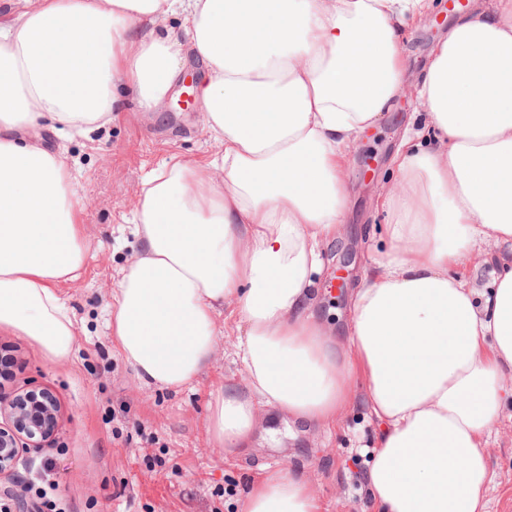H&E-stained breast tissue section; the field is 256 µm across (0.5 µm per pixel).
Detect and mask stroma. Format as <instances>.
Segmentation results:
<instances>
[{
    "label": "stroma",
    "instance_id": "1",
    "mask_svg": "<svg viewBox=\"0 0 512 512\" xmlns=\"http://www.w3.org/2000/svg\"><path fill=\"white\" fill-rule=\"evenodd\" d=\"M448 0H433L402 43L408 84L418 83L429 54L456 19ZM188 60L180 77L198 71ZM176 85L160 115L127 99L112 124L92 139L60 141L49 128L40 137L48 148L65 145L78 170L81 237L88 251L78 280L60 284L78 331L70 359L48 362L26 338L0 331V355L9 357L10 376L0 389L49 388L57 396L61 422L44 448L21 455L19 496L0 495V512H236L261 469H286L316 488L323 512H375L364 481L372 460L376 427L360 401L362 385L335 426L316 431L275 416L262 420L242 459L225 458L207 433L208 393L217 384L242 382L233 320L222 333L199 380L181 389L140 385L116 350L108 327L112 291L122 268L141 251L133 232L142 182L179 156L208 163L219 151L205 129L201 105L181 109L184 87ZM425 113L411 96L395 99L390 112L360 135L349 154L347 232L321 246L323 265L314 279L319 321L346 337L352 294L384 236L381 187L396 176L394 158ZM490 483L488 512H512V415L502 414L484 450Z\"/></svg>",
    "mask_w": 512,
    "mask_h": 512
}]
</instances>
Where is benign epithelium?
<instances>
[{"label":"benign epithelium","mask_w":512,"mask_h":512,"mask_svg":"<svg viewBox=\"0 0 512 512\" xmlns=\"http://www.w3.org/2000/svg\"><path fill=\"white\" fill-rule=\"evenodd\" d=\"M60 407L47 390H30L5 401L0 398V487L3 494L15 492L13 476L20 456L42 447L58 429Z\"/></svg>","instance_id":"obj_1"}]
</instances>
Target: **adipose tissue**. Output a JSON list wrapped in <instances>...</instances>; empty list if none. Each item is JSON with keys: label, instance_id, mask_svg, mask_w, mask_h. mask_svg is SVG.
<instances>
[{"label": "adipose tissue", "instance_id": "ef3b65f1", "mask_svg": "<svg viewBox=\"0 0 512 512\" xmlns=\"http://www.w3.org/2000/svg\"><path fill=\"white\" fill-rule=\"evenodd\" d=\"M455 20L416 96L435 138L405 136L383 198L389 247L365 270L346 339L311 314L321 244L349 203L348 149L403 91L400 40L426 0H0V329L51 363L76 343L58 283L86 261L75 168L38 129L85 138L127 96L166 101L186 56L221 151L172 157L143 181V249L109 306L112 340L136 378L197 381L216 319L244 323V384L208 399L225 457L248 448L265 413L335 424L364 382L379 430L366 483L379 512H487L483 448L512 376V0ZM168 14L184 36L148 33ZM495 262L477 298L462 258ZM304 477L267 469L238 512H321Z\"/></svg>", "mask_w": 512, "mask_h": 512}]
</instances>
